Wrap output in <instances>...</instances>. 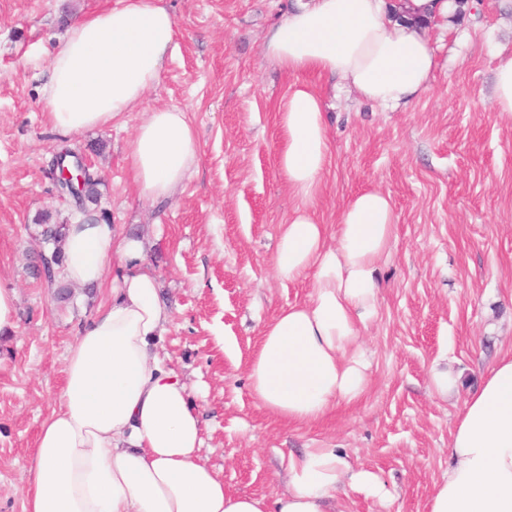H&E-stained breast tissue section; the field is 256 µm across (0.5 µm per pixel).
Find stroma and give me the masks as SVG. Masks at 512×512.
<instances>
[{
    "label": "stroma",
    "instance_id": "obj_1",
    "mask_svg": "<svg viewBox=\"0 0 512 512\" xmlns=\"http://www.w3.org/2000/svg\"><path fill=\"white\" fill-rule=\"evenodd\" d=\"M118 0H0V285L16 292L17 327L0 337V512H24L29 461L59 403L68 346L112 297L115 269L70 300L33 273L46 244L38 223L73 222L51 163L69 148L100 185L99 211L141 238L172 319L158 345L187 383L203 424L200 459L225 490L275 498L289 452L338 448L393 497L356 492L336 512H428L448 474L456 416L494 361L512 353V116L492 106L496 67L512 57V0H472L451 27L430 25L429 88L389 112L327 76L303 81L322 97L330 159L312 203L336 225L355 195L378 189L396 242L378 267L379 314L360 327L368 386L319 424H286L259 406L248 364L265 323L308 300L309 280L280 281L270 258L297 205L277 158L279 114L294 83L264 53L292 0H163L177 46L144 108H179L198 160L174 199L140 197L125 159L143 110L111 127L65 136L42 112L48 64L64 24ZM457 390L437 395L433 364Z\"/></svg>",
    "mask_w": 512,
    "mask_h": 512
}]
</instances>
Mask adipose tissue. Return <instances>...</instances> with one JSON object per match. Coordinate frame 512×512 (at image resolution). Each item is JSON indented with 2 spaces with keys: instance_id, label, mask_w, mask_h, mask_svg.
Listing matches in <instances>:
<instances>
[{
  "instance_id": "obj_1",
  "label": "adipose tissue",
  "mask_w": 512,
  "mask_h": 512,
  "mask_svg": "<svg viewBox=\"0 0 512 512\" xmlns=\"http://www.w3.org/2000/svg\"><path fill=\"white\" fill-rule=\"evenodd\" d=\"M454 0H298L265 41L266 56L296 81L280 114L278 168L299 205L283 225L276 277H310L309 301L277 312L249 364L256 400L289 424L321 422L368 384L358 329L377 312L376 272L394 243L387 195L368 190L342 209L335 230L307 205L330 156L323 104L299 78L326 75L365 100L395 109L426 91L433 50L413 23L450 18ZM176 23L161 0H119L69 24L48 67L43 110L60 133L109 127L141 107L176 47ZM142 198L175 197L198 159L185 111L156 108L126 145ZM62 277L102 283L123 273L112 299L69 347L59 406L46 418L30 459L25 512H333L341 488L383 501L380 478L336 448L288 456L275 500L226 492L203 463L199 413L187 385L155 352L171 321L143 245L94 213L68 224ZM448 476L430 512H512V357L499 359L457 415Z\"/></svg>"
}]
</instances>
